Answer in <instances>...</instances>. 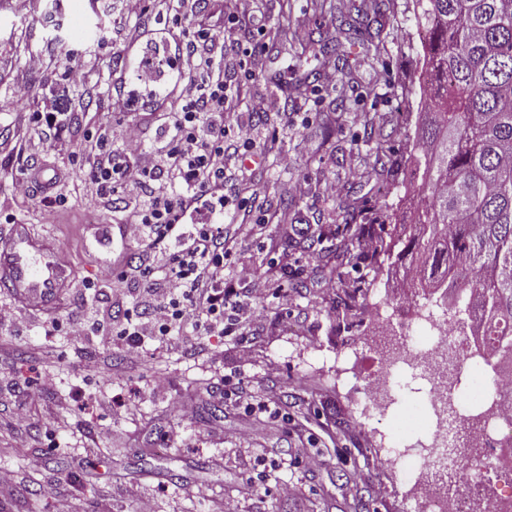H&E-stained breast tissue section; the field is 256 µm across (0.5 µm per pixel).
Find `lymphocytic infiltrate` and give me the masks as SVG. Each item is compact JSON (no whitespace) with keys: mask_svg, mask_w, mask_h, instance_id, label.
<instances>
[{"mask_svg":"<svg viewBox=\"0 0 512 512\" xmlns=\"http://www.w3.org/2000/svg\"><path fill=\"white\" fill-rule=\"evenodd\" d=\"M205 0H164L166 31L174 52L164 62L148 63L137 74L140 95H133L122 76L94 77L82 63L68 66L66 77L77 98L97 86L114 113L124 120L117 134L99 122L95 134L76 144L79 188L97 212L111 214L120 240L135 250L124 274L146 284L131 298L122 318L93 310L92 323H63L19 302L0 305V330L37 323L44 338L67 329L75 339L119 336L128 347L152 343L160 354L183 348L191 336H243L256 307L265 305V288L240 290L224 278V261L243 240L262 226L238 219L232 229L221 224L183 223L189 204L203 200L222 211L225 157L245 159L257 151L255 127L239 120L241 111L256 112L243 97L242 84L255 81L265 52L266 28L240 38V25L254 23L257 0H229L223 21L206 14ZM233 46L238 58L228 74L222 51ZM163 133L156 149L144 145L145 119ZM66 117L50 108L33 113L12 133L17 155L43 150L59 139Z\"/></svg>","mask_w":512,"mask_h":512,"instance_id":"1","label":"lymphocytic infiltrate"}]
</instances>
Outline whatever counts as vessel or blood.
Wrapping results in <instances>:
<instances>
[{
  "label": "vessel or blood",
  "mask_w": 512,
  "mask_h": 512,
  "mask_svg": "<svg viewBox=\"0 0 512 512\" xmlns=\"http://www.w3.org/2000/svg\"><path fill=\"white\" fill-rule=\"evenodd\" d=\"M62 248L28 224L0 237V291L43 312L52 311L67 278Z\"/></svg>",
  "instance_id": "b4317fda"
}]
</instances>
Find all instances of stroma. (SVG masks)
<instances>
[{"label": "stroma", "instance_id": "obj_1", "mask_svg": "<svg viewBox=\"0 0 512 512\" xmlns=\"http://www.w3.org/2000/svg\"><path fill=\"white\" fill-rule=\"evenodd\" d=\"M377 3L386 6L381 29H358L345 45L362 58L354 81L340 80L335 89L318 91V109L306 112L298 101L286 100L278 81L284 78L289 87L317 90L308 74L319 62L300 54L299 39L326 32L330 17L303 25L299 19L311 10V0H261L270 22L289 11L298 22L297 34L270 41L265 72L247 89L248 95L264 97L268 105L256 122V139L269 142V158L247 173L226 178L229 206H237L255 181L268 187L264 212L271 220L285 213L297 224H328L339 206L374 203L381 182L371 171L373 158L363 130L365 116L375 114L376 128L395 159L384 222L411 223V191L418 176L408 156L415 128L427 110L419 83L421 39L413 0H366L370 7ZM120 26L118 0H33L24 16L15 13L11 0H0V120L21 125L47 105L68 114V132L44 149L30 175L38 193L48 192L51 177L64 188L77 181L71 147L94 124L87 113L72 107L64 65L29 74L18 61L28 50L64 53L69 60L92 66L95 73H105L124 54ZM78 27L86 30L87 41L64 52L66 37ZM380 72L386 75L382 85L376 81ZM17 80L30 84L28 101L14 100L11 88ZM338 100L346 106L342 126L322 140L320 125L329 104ZM281 151L294 160L285 170L271 162ZM325 179L336 180L339 187L329 200L317 193ZM296 181L311 186L307 197L286 195L288 185ZM94 213L93 204L82 199L49 217L34 209L20 218L68 251L72 275L92 278L112 264L121 249L120 243L100 240L83 225V217ZM285 260L301 287L283 288L268 306L256 309L243 342L231 336H202L184 352L162 357L149 343L129 352L114 336L87 345L65 335L48 343L32 327L0 332V467L15 473L0 512H54L61 495L79 498L85 512H131L127 489L132 485L153 495L159 512H210L208 504L183 498L181 486L187 482L205 484L218 501L256 485L248 512H354L357 503L366 504L369 512H409L410 488L396 482L401 463L392 448L399 437L414 447L426 444L428 388L403 376L380 407L361 415L354 407L364 393L348 382L350 370L365 374L378 367L371 335L400 300L395 289L399 274L387 262L374 281L366 282L368 296L349 329L338 326L330 310L332 296L323 289L329 275L318 269L309 252L299 249L287 257L269 237L254 238L227 260L224 275L234 279L247 272L245 285L253 288L277 277ZM344 335L357 350L352 367L339 357L337 344ZM244 342L251 347L247 361L238 353ZM159 376L167 383L162 393L152 390ZM240 385L282 391L286 419L255 432L257 415L227 397ZM34 389L40 390L47 408L62 401L69 408L55 421L33 415L26 432H15L11 415ZM102 395L117 397V404L95 409L93 401ZM179 398L196 401L193 418L170 414L169 402ZM105 429L111 430L112 441L93 447L92 433ZM304 435L316 438L323 450L321 468L309 470L299 462L296 447ZM144 446L152 447L153 455L129 467L135 449ZM60 458L65 467H57ZM271 472L296 483L298 497L282 498L267 478Z\"/></svg>", "mask_w": 512, "mask_h": 512}]
</instances>
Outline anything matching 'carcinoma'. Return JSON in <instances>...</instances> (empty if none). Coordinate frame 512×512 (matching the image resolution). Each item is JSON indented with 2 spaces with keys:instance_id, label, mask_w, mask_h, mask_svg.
<instances>
[{
  "instance_id": "obj_1",
  "label": "carcinoma",
  "mask_w": 512,
  "mask_h": 512,
  "mask_svg": "<svg viewBox=\"0 0 512 512\" xmlns=\"http://www.w3.org/2000/svg\"><path fill=\"white\" fill-rule=\"evenodd\" d=\"M415 2V20L426 35L429 102L410 153L421 175L414 222L395 238L374 209L347 205L342 222L321 224L311 239L290 242L311 251L318 267L337 279V306L351 316L360 303L344 268L378 270L402 245L397 258L410 257L404 277L414 292L428 296L447 279L467 294L454 317L477 319L493 337L495 360L488 365L495 384L497 363L512 362V0ZM319 52L334 56L339 73L352 74L340 40L327 39ZM364 126L375 140L373 163L381 175L388 148L370 119ZM367 237L379 242L370 254L360 249Z\"/></svg>"
}]
</instances>
